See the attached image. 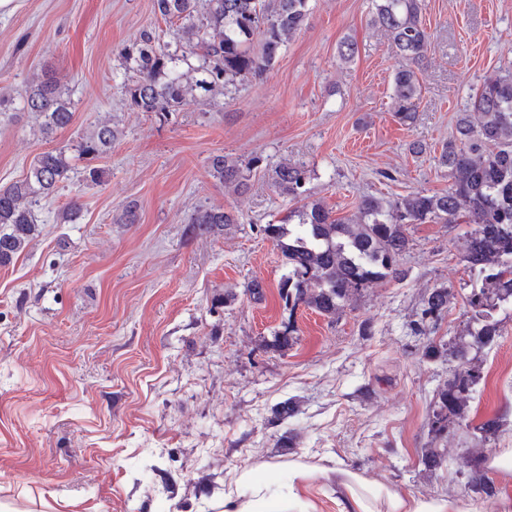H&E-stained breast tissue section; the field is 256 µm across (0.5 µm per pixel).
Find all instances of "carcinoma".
Listing matches in <instances>:
<instances>
[{
    "label": "carcinoma",
    "mask_w": 512,
    "mask_h": 512,
    "mask_svg": "<svg viewBox=\"0 0 512 512\" xmlns=\"http://www.w3.org/2000/svg\"><path fill=\"white\" fill-rule=\"evenodd\" d=\"M312 0H153L154 15L176 27L179 38L160 44L155 29L143 30L119 51L125 70L134 74L124 84L128 106L138 112H175L200 91L229 92L261 76L307 24ZM423 0H372L371 23L385 33L406 61L392 80L393 112L401 123L413 121L420 96L415 71L427 55L430 34L422 23ZM23 109L42 119L49 136L73 120V102L47 74L30 82ZM112 125L100 123L81 139L82 158L93 160L112 146ZM439 164L452 180L446 192L410 193L387 201L369 195L360 199L355 217H336L319 202L306 201L305 163L274 169V186L300 206L287 223L268 224L265 233L278 242L288 265L280 285L284 307L301 304L334 314L369 285L405 276L400 257L409 249L408 224L463 222L469 234L467 268L483 276V288L470 305L484 325L472 340L459 339L448 349L456 363L453 379L438 391L432 407L431 431L448 437V425L462 418L466 401L480 373L469 358L499 335L489 310L512 298V74L484 81L471 103L459 113L455 135L442 145ZM212 176L236 190L248 187L243 164L223 155L210 157ZM71 165L62 150L46 151L30 164L25 176L0 187V267L11 265L38 234L33 207L54 196L68 179ZM240 223L231 210L209 208L191 218V232L215 234L226 224ZM446 288L433 289L422 301V315L432 319L448 308ZM296 340L292 322L274 335V346L286 350ZM447 461L445 449L430 448L419 458L432 471ZM469 487L488 497L496 494L482 460L468 459Z\"/></svg>",
    "instance_id": "obj_1"
}]
</instances>
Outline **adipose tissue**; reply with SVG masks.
I'll return each instance as SVG.
<instances>
[{
    "mask_svg": "<svg viewBox=\"0 0 512 512\" xmlns=\"http://www.w3.org/2000/svg\"><path fill=\"white\" fill-rule=\"evenodd\" d=\"M288 487L276 489L242 472L240 484L249 486L248 496H225L224 512H316L310 490L318 478L332 484L337 512H488L480 501L461 502L444 496L416 497L397 489L375 486L341 463L288 464Z\"/></svg>",
    "mask_w": 512,
    "mask_h": 512,
    "instance_id": "obj_1",
    "label": "adipose tissue"
}]
</instances>
